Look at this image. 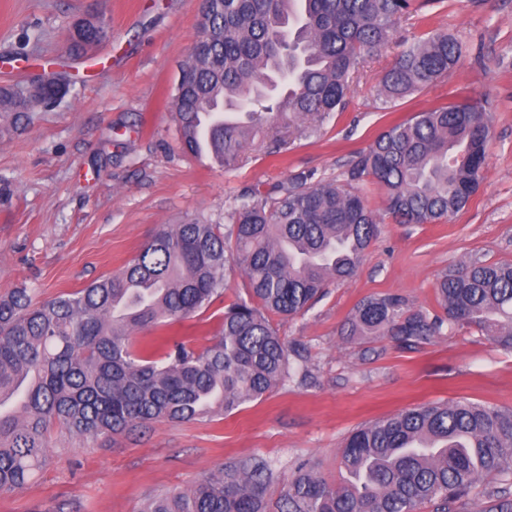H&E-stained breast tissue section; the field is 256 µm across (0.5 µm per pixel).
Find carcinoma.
Wrapping results in <instances>:
<instances>
[{
    "label": "carcinoma",
    "instance_id": "1",
    "mask_svg": "<svg viewBox=\"0 0 512 512\" xmlns=\"http://www.w3.org/2000/svg\"><path fill=\"white\" fill-rule=\"evenodd\" d=\"M205 24L181 68L172 107L183 151L206 147L237 162L244 143L273 123L296 128L346 108L352 79L383 47L414 0H204ZM84 20L65 41L86 56L108 38ZM443 30L406 44L381 94L402 100L467 56ZM25 89L0 86V136L33 120ZM489 115L478 101L420 110L357 153L341 183L301 171L243 194L224 228L198 218L162 224L119 271L35 304L26 288L0 300V491L25 488L48 460L55 423L86 442L153 423L222 416L262 399L296 375L271 317L304 312L332 283L354 277L378 232L360 192L371 178L400 224H439L462 211L488 162ZM239 270L246 297L224 307L211 343L181 336L141 346L137 334L193 317L223 298ZM443 315L392 293L360 302L349 336L410 348L444 326L474 327L512 349V263L475 255L437 288ZM330 483L302 461L277 512H512V410L468 401L425 403L353 431ZM274 475L263 458L224 464L186 490L155 495L142 512H267Z\"/></svg>",
    "mask_w": 512,
    "mask_h": 512
}]
</instances>
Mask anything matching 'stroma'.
I'll return each instance as SVG.
<instances>
[{"mask_svg": "<svg viewBox=\"0 0 512 512\" xmlns=\"http://www.w3.org/2000/svg\"><path fill=\"white\" fill-rule=\"evenodd\" d=\"M201 0H0V85H23L35 59H66L70 83L21 133L0 139V298L29 289L42 302L121 269L162 224L197 217L230 225L240 195L298 171L342 180L357 152L389 124L435 105L482 100L489 160L466 208L442 224H398L385 192L360 189L382 221L357 274L332 284L304 313L273 317L288 346L306 357L293 378L238 412L182 424L156 423L107 442L49 432L53 459L27 486L0 492V512H141L149 496L183 490L225 462L267 459L277 502L294 465L309 461L339 482V450L358 427L427 402L468 400L512 409V349L469 327L398 348L342 336L362 300L398 293L433 314L442 274L466 256L512 263V0H432L355 74L344 111L305 130L279 123L247 142L235 167L185 155L170 101L198 37ZM96 13L111 39L94 60L67 58L71 23ZM447 31L468 49L465 63L412 97L379 94L405 39ZM242 276L224 301L193 318L142 332L207 345L226 303L244 295Z\"/></svg>", "mask_w": 512, "mask_h": 512, "instance_id": "obj_1", "label": "stroma"}]
</instances>
